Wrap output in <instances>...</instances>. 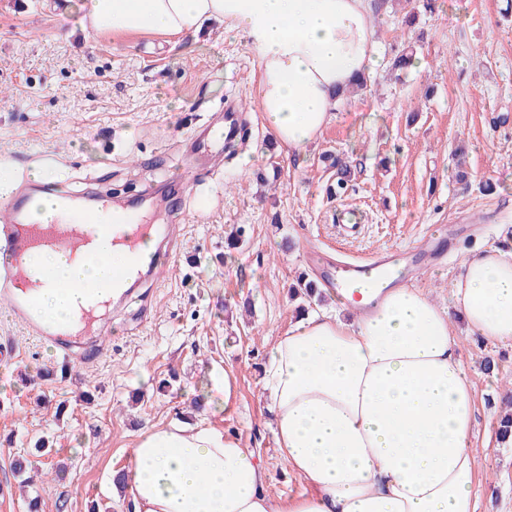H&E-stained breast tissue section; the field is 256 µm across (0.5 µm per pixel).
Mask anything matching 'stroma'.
<instances>
[{"instance_id": "1", "label": "stroma", "mask_w": 512, "mask_h": 512, "mask_svg": "<svg viewBox=\"0 0 512 512\" xmlns=\"http://www.w3.org/2000/svg\"><path fill=\"white\" fill-rule=\"evenodd\" d=\"M57 2L0 0V167L22 188L37 189L31 172L48 169L68 196L126 204L168 186L169 208L146 221L176 225L179 248L110 308L107 351L90 366L61 371L55 349L0 308V350L15 353L0 360V512H29L34 498L41 512H131L112 478L130 468L138 434L201 420L254 451L275 499L297 496L307 483L277 448L264 373L300 314L299 280L321 286L311 310L332 303L314 253L413 247L455 226L415 282L444 304L467 256L512 243V0H387L375 14L381 63L299 162L257 110L258 63L243 34L215 22L185 37L94 35L81 0ZM409 47L419 66L393 72ZM230 97L243 128L227 151L206 132L223 125ZM333 155L350 163L342 191ZM454 328L477 393L480 512H512V446L495 435L512 346ZM227 370L226 400L213 378ZM20 456L31 463L26 489L11 468Z\"/></svg>"}]
</instances>
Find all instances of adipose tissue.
Returning a JSON list of instances; mask_svg holds the SVG:
<instances>
[{"label":"adipose tissue","mask_w":512,"mask_h":512,"mask_svg":"<svg viewBox=\"0 0 512 512\" xmlns=\"http://www.w3.org/2000/svg\"><path fill=\"white\" fill-rule=\"evenodd\" d=\"M89 28L124 35L193 33L221 20L246 35L260 65L257 108L289 158L305 157L340 98L381 49L366 0H86ZM127 255L101 237L95 258L36 254L57 285L36 292L41 315L70 318L72 287L105 291ZM297 320L271 349L264 384L273 434L310 489L276 505L253 450L209 425L139 435L125 487L134 512H477L476 390L458 355L469 335L512 346V249L468 257L436 304L388 289L357 321Z\"/></svg>","instance_id":"obj_1"}]
</instances>
